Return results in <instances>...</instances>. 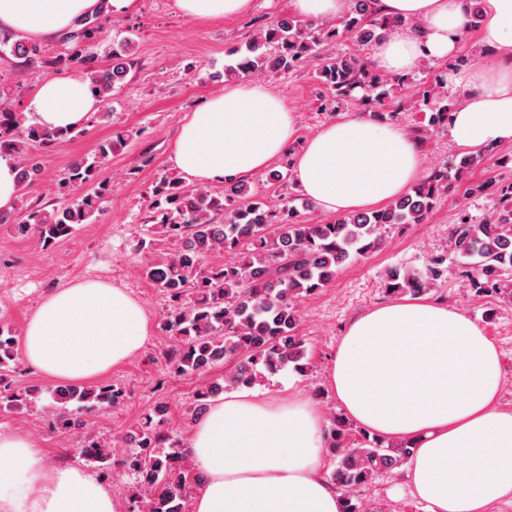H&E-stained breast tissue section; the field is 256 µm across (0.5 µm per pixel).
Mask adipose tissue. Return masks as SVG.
<instances>
[{"mask_svg":"<svg viewBox=\"0 0 512 512\" xmlns=\"http://www.w3.org/2000/svg\"><path fill=\"white\" fill-rule=\"evenodd\" d=\"M250 0H174L184 18L221 20ZM99 0H0V32L53 40ZM399 26L371 44L383 75L410 76L443 62L449 93H462L448 135L464 153L512 144V0H481L478 44L492 60L453 67L465 36L466 0H377ZM101 106L83 75L38 84L32 124L84 125ZM295 112L266 87L241 83L186 113L172 148L175 167L209 186L266 170L289 153ZM295 181L328 214L377 207L409 192L421 174L419 143L403 130L355 115L332 122L292 154ZM153 331L126 288L84 279L46 293L20 340L29 367L55 382L97 381L138 354ZM499 350L465 312L427 295L357 315L327 369L346 416L389 441H409L410 495L427 512H486L512 495V410L498 407ZM327 433L301 393L275 399L248 387L211 400L186 448L198 476L192 512H340L341 493L319 472ZM0 512H122L89 468L47 465L34 440L0 429Z\"/></svg>","mask_w":512,"mask_h":512,"instance_id":"obj_1","label":"adipose tissue"}]
</instances>
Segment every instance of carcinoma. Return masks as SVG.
Here are the masks:
<instances>
[{
    "mask_svg": "<svg viewBox=\"0 0 512 512\" xmlns=\"http://www.w3.org/2000/svg\"><path fill=\"white\" fill-rule=\"evenodd\" d=\"M342 26L321 21L302 25L292 15L282 16L253 32L246 52L236 49L235 64L224 67V77H266L288 74L310 61H319L315 76L337 101L354 100L373 107L391 98L408 77H389L371 69L359 52L343 47L347 35L360 46L369 45L397 21L380 15L375 0H351ZM111 13L103 10L86 15L59 36L65 51L46 59L42 44L17 39L9 46L12 56L28 65L46 63L73 69L90 81L102 99L126 82L129 57L135 40L127 37L112 45V64L101 66L97 47ZM430 111L429 126L448 127V116L460 105L445 87L444 72L421 91ZM68 133L50 132L26 124L25 116L11 110L0 98V153L20 158L19 189L37 180L40 166L27 154L28 147L49 148ZM124 141L100 145L92 158H75L61 180L62 198L51 209L32 208L20 221L0 213V224H13L44 247L69 237L79 224H87L101 210L110 192L99 179L101 164ZM483 153L465 155L454 167H435L410 191L387 205L336 216L325 224L299 220L297 207L285 203L283 217L249 191L240 179L224 186L217 197L202 188H191L179 177L167 176L153 187L152 215L144 235L134 241L142 251L161 237L170 251L143 268V275L169 299L163 328L178 337L180 348L169 354V363L182 375L203 373L227 365L224 374L197 392L198 409L227 388L247 387L260 370L274 374L292 366L303 374L309 363L303 339L295 332L297 304L330 284L346 262L364 257L386 244V229L395 224H423L438 200L449 191L452 180L482 164ZM91 189L71 199L74 185ZM498 208L476 219L467 211L458 217L448 244L447 256H434L420 272L391 270L385 291L392 295L430 292L448 259L463 266L474 295L512 294V185L497 191ZM226 250L237 251L231 265L213 258ZM18 359L15 333L0 327V412L14 413L35 402V389L17 390L9 381ZM56 403L55 428L75 426L69 404L88 408L115 407L123 392L110 385L78 388L57 386L51 390ZM349 420L334 418L328 430L329 448L335 456L330 481L343 494L342 512H371L356 496L380 473H392L414 453L408 442L393 443L365 430L350 437ZM124 442L134 448L127 465L138 476L132 500L136 512H182L190 484L196 482L185 444L163 429V421L148 417ZM80 455L102 474L112 471L111 444L96 439L84 441Z\"/></svg>",
    "mask_w": 512,
    "mask_h": 512,
    "instance_id": "1",
    "label": "carcinoma"
}]
</instances>
